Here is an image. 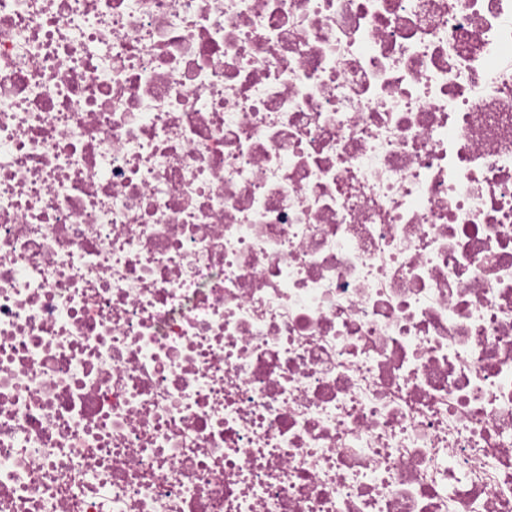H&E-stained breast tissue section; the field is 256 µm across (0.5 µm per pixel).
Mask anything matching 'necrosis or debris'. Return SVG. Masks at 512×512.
<instances>
[{
  "label": "necrosis or debris",
  "instance_id": "obj_1",
  "mask_svg": "<svg viewBox=\"0 0 512 512\" xmlns=\"http://www.w3.org/2000/svg\"><path fill=\"white\" fill-rule=\"evenodd\" d=\"M0 512H512V0H0Z\"/></svg>",
  "mask_w": 512,
  "mask_h": 512
}]
</instances>
